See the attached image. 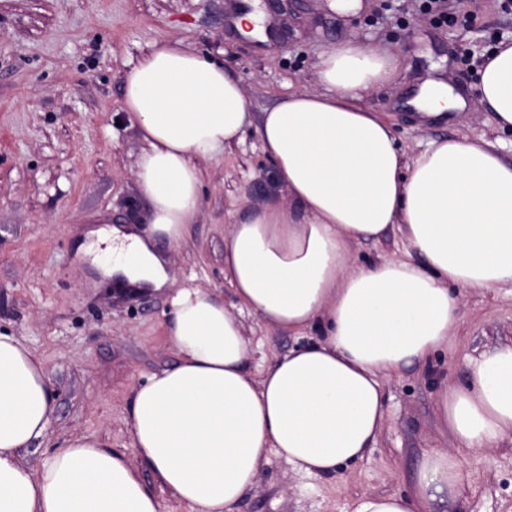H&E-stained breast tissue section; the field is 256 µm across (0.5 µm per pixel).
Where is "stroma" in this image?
Wrapping results in <instances>:
<instances>
[{
  "instance_id": "35a3bbf8",
  "label": "stroma",
  "mask_w": 512,
  "mask_h": 512,
  "mask_svg": "<svg viewBox=\"0 0 512 512\" xmlns=\"http://www.w3.org/2000/svg\"><path fill=\"white\" fill-rule=\"evenodd\" d=\"M280 37L260 42L233 26L239 0H0V333L18 337L44 362L54 401L46 437L24 450L40 467L72 437L130 451L133 389L178 361L164 331L168 298L127 294L107 278L90 280L74 259V230L105 215L114 224L145 223L149 202L134 169L142 143L123 109L127 74L155 44L180 43L223 62L240 76L253 117L315 81L318 55L349 39L400 55L404 70L369 100L389 113L399 147L410 154L430 141L487 135L512 161V131L492 113L462 112L455 121L417 124L396 100L401 84L443 76L472 88L485 53L512 41V11L501 0H451L453 25L424 17L418 0H366L357 20L327 0H259ZM415 32L403 41L406 29ZM257 126L202 170L200 212L184 241L161 244L176 287L207 288L226 306L224 232L236 210L283 197ZM460 321L431 361L385 379L386 420L375 448L334 475H303L268 454L238 512H349L360 496L406 491L424 450L453 447L439 426L442 386L462 380L466 360L512 344V286L457 289ZM259 351L261 371L305 344L237 314ZM467 489L437 512H512V444L465 455Z\"/></svg>"
}]
</instances>
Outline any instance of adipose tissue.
<instances>
[{
    "mask_svg": "<svg viewBox=\"0 0 512 512\" xmlns=\"http://www.w3.org/2000/svg\"><path fill=\"white\" fill-rule=\"evenodd\" d=\"M402 66L351 39L320 55L317 86L264 112L262 148L288 196L247 208L224 235V279L241 308L316 339L254 374V350L223 298L173 288L165 335L178 355L129 400L132 453L71 438L40 468L21 452L46 436L54 393L43 361L0 333V512H160L142 470L192 512H235L274 452L292 469L331 475L376 445L383 381L427 363L459 322L451 287L512 285V162L482 137L436 140L414 156L368 104ZM424 120L465 107L512 129V41L481 63L472 100L429 81L408 98ZM123 110L143 148L135 178L148 226H105L84 254L117 284L160 289L172 277L155 244L197 219L202 163L251 124L240 80L166 42L125 80ZM398 230L412 258L354 265V246ZM443 386L438 413L455 442L427 450L402 494L364 495L351 512H433L465 485L463 454L512 439V346L470 359Z\"/></svg>",
    "mask_w": 512,
    "mask_h": 512,
    "instance_id": "adipose-tissue-1",
    "label": "adipose tissue"
}]
</instances>
